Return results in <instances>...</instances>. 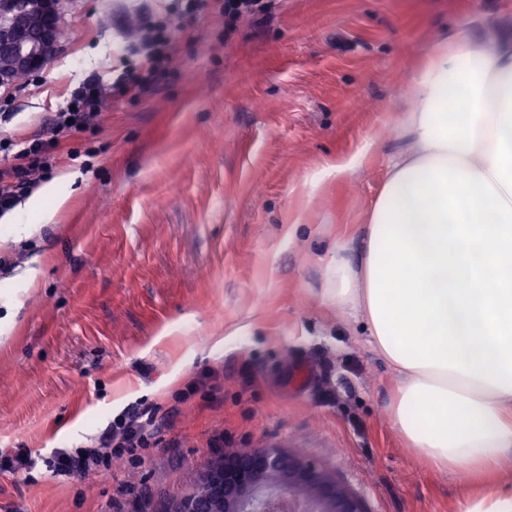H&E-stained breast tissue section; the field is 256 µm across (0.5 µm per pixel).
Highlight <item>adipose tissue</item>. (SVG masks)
Here are the masks:
<instances>
[{
	"instance_id": "ef3b65f1",
	"label": "adipose tissue",
	"mask_w": 512,
	"mask_h": 512,
	"mask_svg": "<svg viewBox=\"0 0 512 512\" xmlns=\"http://www.w3.org/2000/svg\"><path fill=\"white\" fill-rule=\"evenodd\" d=\"M414 144L388 164L358 262L328 301L399 376L389 422L434 470L512 455V37L450 31L413 84Z\"/></svg>"
}]
</instances>
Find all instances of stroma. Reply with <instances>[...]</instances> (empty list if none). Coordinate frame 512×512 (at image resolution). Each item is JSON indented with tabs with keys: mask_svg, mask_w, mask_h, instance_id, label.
Masks as SVG:
<instances>
[{
	"mask_svg": "<svg viewBox=\"0 0 512 512\" xmlns=\"http://www.w3.org/2000/svg\"><path fill=\"white\" fill-rule=\"evenodd\" d=\"M176 4L64 0L53 62L0 87V141L51 137L85 80L136 64L127 25ZM446 26L495 40L512 0H278L230 34L214 12L155 92L60 135L16 206L30 233L0 223V448L95 447L138 401L155 438L76 480L0 474V512H169L207 460L268 445L319 460L368 512L512 490V456L467 480L407 448L396 373L324 299L336 245L358 244L412 147L401 119Z\"/></svg>",
	"mask_w": 512,
	"mask_h": 512,
	"instance_id": "1",
	"label": "stroma"
}]
</instances>
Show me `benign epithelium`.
I'll list each match as a JSON object with an SVG mask.
<instances>
[{"mask_svg": "<svg viewBox=\"0 0 512 512\" xmlns=\"http://www.w3.org/2000/svg\"><path fill=\"white\" fill-rule=\"evenodd\" d=\"M59 0H0V87L46 68L60 44ZM168 512H367L319 462L284 448H243L204 464Z\"/></svg>", "mask_w": 512, "mask_h": 512, "instance_id": "7a95c632", "label": "benign epithelium"}]
</instances>
